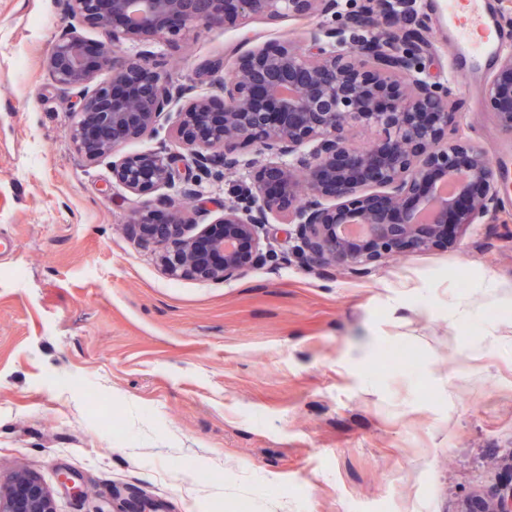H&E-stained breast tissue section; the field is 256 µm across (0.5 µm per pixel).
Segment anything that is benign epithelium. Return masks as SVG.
<instances>
[{
  "label": "benign epithelium",
  "instance_id": "7a95c632",
  "mask_svg": "<svg viewBox=\"0 0 512 512\" xmlns=\"http://www.w3.org/2000/svg\"><path fill=\"white\" fill-rule=\"evenodd\" d=\"M64 9L68 23L46 64L73 98L67 136L83 161L111 160L112 181L131 193L164 191L166 219L143 208L128 226L173 278L242 277L265 258L261 234L273 220L296 241L287 262L361 276L393 258L447 249L455 233L498 218L493 163L459 130L456 75L423 77L429 26L420 0H362L347 13L339 0H64ZM310 17L322 22L298 40L248 39L239 66L210 94L171 83L161 54L139 46L172 47L202 28L252 19ZM80 26L102 40L90 45ZM126 43L134 52L119 53ZM100 70L109 80L96 81ZM483 101L512 137L511 47L498 54ZM355 129L378 136L359 146ZM144 137L156 147L121 153ZM249 146L263 154L253 180L188 234L184 201L196 202L198 218L210 215L203 180L238 169ZM349 226L362 232L348 234ZM0 512L55 508L41 481L20 471L0 486Z\"/></svg>",
  "mask_w": 512,
  "mask_h": 512
}]
</instances>
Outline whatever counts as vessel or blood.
I'll use <instances>...</instances> for the list:
<instances>
[{
    "instance_id": "obj_1",
    "label": "vessel or blood",
    "mask_w": 512,
    "mask_h": 512,
    "mask_svg": "<svg viewBox=\"0 0 512 512\" xmlns=\"http://www.w3.org/2000/svg\"><path fill=\"white\" fill-rule=\"evenodd\" d=\"M447 10L448 45L472 96L480 74L495 60L501 31L488 0H447Z\"/></svg>"
}]
</instances>
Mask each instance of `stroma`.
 I'll use <instances>...</instances> for the list:
<instances>
[{
    "label": "stroma",
    "instance_id": "35a3bbf8",
    "mask_svg": "<svg viewBox=\"0 0 512 512\" xmlns=\"http://www.w3.org/2000/svg\"><path fill=\"white\" fill-rule=\"evenodd\" d=\"M442 4L425 0L441 80ZM66 22L62 0H0V236L16 244L0 253V475L34 474L56 512H485L512 491V192L453 249L360 277L281 263L294 242L274 224L273 259L240 279H169L127 226L156 196L68 141L46 65ZM309 26L199 30L170 76L209 93L200 67L233 69L244 36ZM454 97L464 136L512 151L484 105ZM258 157L204 181L212 213Z\"/></svg>",
    "mask_w": 512,
    "mask_h": 512
}]
</instances>
